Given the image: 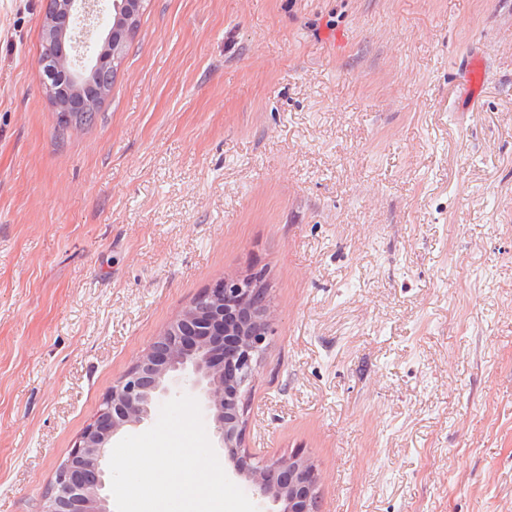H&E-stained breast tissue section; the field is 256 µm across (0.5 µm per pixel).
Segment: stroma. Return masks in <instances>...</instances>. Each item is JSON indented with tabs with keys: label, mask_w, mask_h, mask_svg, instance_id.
<instances>
[{
	"label": "stroma",
	"mask_w": 512,
	"mask_h": 512,
	"mask_svg": "<svg viewBox=\"0 0 512 512\" xmlns=\"http://www.w3.org/2000/svg\"><path fill=\"white\" fill-rule=\"evenodd\" d=\"M45 4L0 0V512L231 273L273 313L245 444L322 512H512V0H147L67 133ZM485 81V67L481 60L473 58L465 67L463 88L472 99H477ZM114 81V74L107 75L104 78L101 76L95 77L90 83H88L82 90V94L85 99L91 101V106L84 112H80L74 119V127H82L90 125L94 122L99 105L96 103L99 98L101 85L106 83L108 85L107 95L112 89V83Z\"/></svg>",
	"instance_id": "1"
}]
</instances>
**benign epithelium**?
Wrapping results in <instances>:
<instances>
[{
  "mask_svg": "<svg viewBox=\"0 0 512 512\" xmlns=\"http://www.w3.org/2000/svg\"><path fill=\"white\" fill-rule=\"evenodd\" d=\"M92 2L57 0L55 11L44 19V42L60 34L74 36ZM142 4L143 0H112L122 30L98 33L103 48H93L88 57L77 54L59 60L48 52L39 55L37 65L56 111L84 107L79 93L88 75L120 66L123 38ZM263 289L259 274H228L202 290L113 382L101 408L58 466L40 512H112V497L106 492L112 443L152 421L162 401L185 392L202 402L217 447L225 452L228 472L246 481L258 512H319L322 475L311 456L296 451L285 458H268L245 445L242 397L272 320L269 305L253 304Z\"/></svg>",
  "mask_w": 512,
  "mask_h": 512,
  "instance_id": "benign-epithelium-1",
  "label": "benign epithelium"
}]
</instances>
